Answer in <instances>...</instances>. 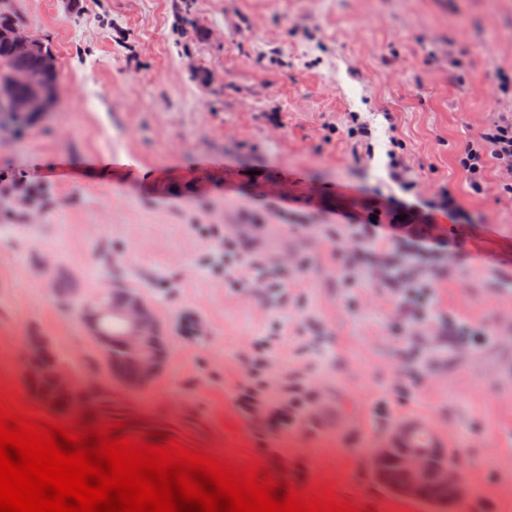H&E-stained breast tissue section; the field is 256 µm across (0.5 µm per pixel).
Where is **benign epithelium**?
<instances>
[{"mask_svg": "<svg viewBox=\"0 0 512 512\" xmlns=\"http://www.w3.org/2000/svg\"><path fill=\"white\" fill-rule=\"evenodd\" d=\"M4 37L11 46L13 55L20 64L8 75L7 88L26 86L30 83V71L21 62L43 51L45 39L20 24L4 31ZM59 83L55 80L48 85L43 95H32L22 104L3 110L8 117H0V129H10V120L22 113H40L48 109L58 97ZM76 314L92 333V338L106 351L112 344L119 345L122 363L135 367L134 383L142 386L151 383L160 373L165 359L164 336L153 307L135 290H129L115 303L93 304L88 301L78 305ZM22 378L28 395L48 413L62 420L81 419L89 421V407L84 399L88 384L81 381L58 357L51 342L44 336H31L26 339L22 351ZM50 377L56 390L70 399L63 412L56 409L37 390V383ZM408 427L398 426L391 430L388 444L376 450L373 467L380 483L390 478L389 463L397 466L395 490L407 499L416 500L432 494L447 504L448 508L458 503L464 496L465 485L462 465L446 461L442 448H402Z\"/></svg>", "mask_w": 512, "mask_h": 512, "instance_id": "benign-epithelium-1", "label": "benign epithelium"}]
</instances>
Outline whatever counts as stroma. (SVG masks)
I'll return each mask as SVG.
<instances>
[{"label":"stroma","mask_w":512,"mask_h":512,"mask_svg":"<svg viewBox=\"0 0 512 512\" xmlns=\"http://www.w3.org/2000/svg\"><path fill=\"white\" fill-rule=\"evenodd\" d=\"M0 2L50 40L60 85L51 111L0 134V178L46 195L0 193V388L22 391L21 348L45 336L79 378L111 385L107 421L260 460L377 512H412L372 459L395 421L422 417L463 464L455 512H512V178L488 165L475 194L457 164L512 113L497 85L512 75V0ZM354 112L375 129L372 157L346 137ZM394 138L415 194L448 188L466 213L430 211L459 258L436 270L437 307L419 324L376 274L336 263L361 249L337 233V210L395 197ZM208 224L255 264L217 273ZM111 284L139 291L166 338L140 389L111 382L61 300ZM273 336L269 401L289 383L312 397L283 430L237 404ZM426 336L456 353L425 350L409 381L405 346Z\"/></svg>","instance_id":"35a3bbf8"}]
</instances>
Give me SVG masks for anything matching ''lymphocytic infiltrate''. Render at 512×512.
<instances>
[{
    "instance_id": "lymphocytic-infiltrate-1",
    "label": "lymphocytic infiltrate",
    "mask_w": 512,
    "mask_h": 512,
    "mask_svg": "<svg viewBox=\"0 0 512 512\" xmlns=\"http://www.w3.org/2000/svg\"><path fill=\"white\" fill-rule=\"evenodd\" d=\"M512 173V116L501 117L479 136L475 147L459 158L475 193L484 190V174L488 163ZM388 223L367 221L356 211L342 212L344 229L365 242V262L381 267L384 285L391 288L401 308L411 319L426 315L434 298L429 287L431 276L440 261L443 244L428 235L424 225L422 204L399 202L389 206ZM265 354L257 352L251 360V381L245 389V406L253 411L267 409L273 426L287 427L306 413L308 397L298 388H290L282 400L268 404L265 397Z\"/></svg>"
}]
</instances>
